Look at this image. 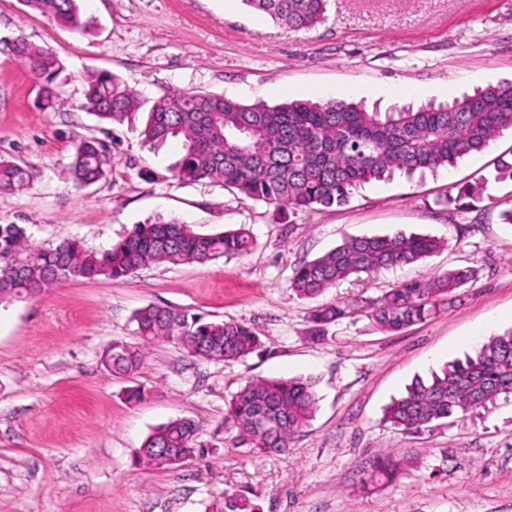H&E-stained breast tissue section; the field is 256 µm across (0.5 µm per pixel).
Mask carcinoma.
<instances>
[{
    "instance_id": "obj_1",
    "label": "carcinoma",
    "mask_w": 512,
    "mask_h": 512,
    "mask_svg": "<svg viewBox=\"0 0 512 512\" xmlns=\"http://www.w3.org/2000/svg\"><path fill=\"white\" fill-rule=\"evenodd\" d=\"M27 6L76 31L86 30L77 0H24ZM329 0H242L251 11L297 30L326 19ZM10 51L39 83L46 99L58 98L61 61L50 51L12 42ZM81 108L105 125H122L146 114L142 139L155 148L168 139L182 142V155L168 171L184 183H212L279 208H328L349 201L373 180L398 173L413 175L449 169L458 159L485 149L505 128H512V82L476 88L451 102L381 112L334 98L296 100L277 105L251 104L222 94L173 91L150 106L110 71L84 77ZM105 150L95 138L74 147L69 172L81 187L106 174ZM31 173L12 159L0 158V193L23 190ZM446 202L468 208L488 194L489 181L454 186ZM255 247L244 228L199 234L177 219L155 218L132 230L103 252L66 239L44 248L31 240L25 224H0V304L36 298L44 288L71 279L117 280L149 264H204L222 256H242ZM441 241L402 232L348 237L311 261L298 265L289 281L297 297L313 300L351 277L373 276L382 269L423 260ZM474 277L470 269H452L401 283L375 298L327 304L310 315V338L325 326L363 317L375 328L399 333L429 319L448 296ZM138 342L112 341L102 364L115 374L140 368L150 348L174 344L208 361L235 362L260 345L244 322L205 321L184 309L148 304L133 315ZM512 393V330L490 337L471 354L417 380L386 408L384 420L415 434L433 423L465 416ZM315 381L309 377L256 378L246 381L228 404L234 441L250 452L285 453L317 409ZM199 426L177 418L154 428L137 456L146 465L175 466L193 456ZM411 456L391 452L372 466L390 481ZM213 512H259L254 500L235 492L212 505Z\"/></svg>"
}]
</instances>
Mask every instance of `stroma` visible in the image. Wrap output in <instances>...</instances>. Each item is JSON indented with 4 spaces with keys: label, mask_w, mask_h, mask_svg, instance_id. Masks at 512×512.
Returning a JSON list of instances; mask_svg holds the SVG:
<instances>
[{
    "label": "stroma",
    "mask_w": 512,
    "mask_h": 512,
    "mask_svg": "<svg viewBox=\"0 0 512 512\" xmlns=\"http://www.w3.org/2000/svg\"><path fill=\"white\" fill-rule=\"evenodd\" d=\"M78 32L0 0V158L33 177L0 195V223L29 225L43 247L65 239L105 250L134 225L175 218L201 234L246 228L247 255L205 264L149 265L118 280H72L0 307V512H205L225 491L253 495L260 512H512V395L469 416L405 434L384 422L387 405L473 351L470 339L512 329V183L493 185L475 208L446 205L453 184L491 176L512 155V129L450 169L398 174L356 190L342 206L275 209L208 183L170 179L179 141L145 146L138 125L98 123L81 109L83 78L108 70L146 101L171 90L245 103L342 98L387 110L450 101L475 87L512 82V0H329L327 19L294 30L241 0H79ZM20 38L63 64L61 100L5 48ZM109 144L107 172L77 186L74 143ZM428 234L442 249L425 261L350 279L322 302L376 297L405 281L471 267L476 278L425 322L397 333L367 320L327 325L309 338L313 302L289 278L350 236ZM170 305L209 319L243 321L261 339L239 362L151 349L134 377L101 363L112 341H134V312ZM309 376L317 410L288 452L236 447L228 401L251 378ZM140 384L152 398L131 404ZM188 417L203 452L153 468L136 451L150 431ZM397 448L413 459L393 481L364 487L371 466Z\"/></svg>",
    "instance_id": "1"
}]
</instances>
